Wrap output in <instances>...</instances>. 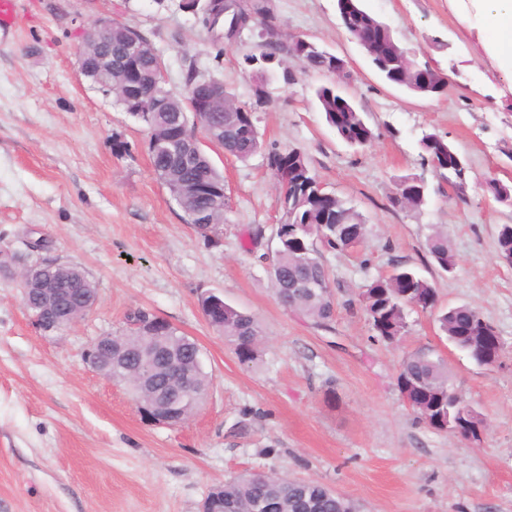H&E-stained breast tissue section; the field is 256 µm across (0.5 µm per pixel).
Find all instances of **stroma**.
I'll list each match as a JSON object with an SVG mask.
<instances>
[{
    "label": "stroma",
    "instance_id": "stroma-1",
    "mask_svg": "<svg viewBox=\"0 0 512 512\" xmlns=\"http://www.w3.org/2000/svg\"><path fill=\"white\" fill-rule=\"evenodd\" d=\"M16 2L17 27L0 37V250L81 266L98 302L46 336L16 280L0 276V512H201L211 486L245 472L322 484L353 512H512V267L497 253L512 209L486 190L491 179L512 185V75L486 52L476 13L458 0H362L418 63L447 75L446 94L426 98L383 81L341 27L336 0H265L285 35L346 60L345 92L375 132L359 149L339 140L317 106L323 76L299 71L274 80L254 112L266 147L303 149L367 224L362 246L322 252L335 313L320 327L273 294L265 257L285 217L265 154L242 162L207 147L224 175V222L203 236L154 173L141 123L79 69L84 30L108 18L146 35L173 94L192 67L253 104L244 58L259 52V28L219 53L180 0ZM428 131L467 163L465 197L436 178L419 146ZM116 138L128 153H113ZM410 174L426 180V203L395 208L389 199ZM437 232L455 256L449 274L426 252ZM39 237L46 250L28 251ZM399 263L433 284L440 305L474 306L493 323L497 363L475 364L418 308L398 341H372L359 294ZM208 292L263 327L255 364H241L205 321L198 299ZM140 312L201 350L211 391L188 423L143 421L84 360L91 342L128 333ZM415 352L447 363L453 391L486 422L480 441L417 418L397 387Z\"/></svg>",
    "mask_w": 512,
    "mask_h": 512
}]
</instances>
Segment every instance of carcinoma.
<instances>
[{
  "label": "carcinoma",
  "mask_w": 512,
  "mask_h": 512,
  "mask_svg": "<svg viewBox=\"0 0 512 512\" xmlns=\"http://www.w3.org/2000/svg\"><path fill=\"white\" fill-rule=\"evenodd\" d=\"M184 9L198 16L202 26L212 34L217 55H222L221 40L224 38V6L214 9L206 4L198 7L194 0ZM243 26L257 23L263 26V43L259 55L248 60L262 66L282 64L283 57L293 58L306 73L330 75L331 59L315 48L308 52L299 50V43L286 40L271 16L264 0H244L238 9ZM378 17L358 5L344 26L352 38L360 37ZM134 38L150 46L148 39L130 26L118 28L112 33V48L118 49ZM112 96L115 103L128 109L130 80L126 73H112ZM448 87L446 74H433L430 90L422 97L445 94ZM315 95L326 124L347 145L363 148L375 133L363 113L352 109L348 99L336 93V83L321 85ZM239 102L230 89H224V102L218 111L210 114V126H218L223 133L215 137L224 142L228 154L246 161L262 148L257 126L249 122L245 113L238 111ZM184 97L167 98V110L150 113V119L137 112L131 116L142 122L147 131V149L154 171L169 189L199 233L207 234L224 221V204L214 189L224 186V176L216 169L210 157L198 150L195 126L185 122ZM421 146L430 160L438 163L439 179L454 185L468 184V167L448 168V158L455 154L445 137L436 132L421 139ZM268 165L274 176L288 184V191L281 196L285 221L277 232L276 267L270 279L276 299L284 307L325 326L334 313V300L319 291L306 288H289L293 280H318L330 284L329 273L323 263L320 247L344 248L338 237L336 224H342L356 238L365 239L367 229L362 216L346 203L335 197L322 199L317 196L319 179L314 173L307 154L299 148L272 149L267 153ZM408 177L399 180L397 193L391 205L400 209H419L426 202V191L406 185ZM498 254L512 253V224H502L497 235ZM429 256L437 266L452 272L455 258L448 248V238L443 234L431 237L427 242ZM42 280L47 283L61 282L73 290L68 304L80 303L76 290L96 287L85 270L78 266H46ZM360 303L373 332V338L386 344L399 339L406 327V308L415 305L423 310H438L440 330L450 339L456 338L463 350L476 363L483 365L489 358L484 336L491 322L469 305L437 309V296L433 285L414 269L396 266L387 275L379 276L364 286ZM212 328L224 335L235 350L239 361L250 364L257 359L263 340V329L249 314L224 305V311L216 313L210 322ZM167 347L175 362L182 366L188 380L194 385L193 395L185 407V414L194 413L205 400L211 382L208 374L195 363V349L177 334L168 332ZM141 335L133 331L129 335L113 337L115 356L112 374L131 382L142 374L144 362L136 357H122L120 353L141 347ZM401 394L412 399L411 407L431 428L442 431L448 418L455 417L459 408L449 399L452 390L448 384V366L444 360L433 359L426 354H413L405 358L398 376ZM210 495L224 498L234 506V512H349V505L336 493L317 483L290 481L286 478L261 473L241 474L224 484L213 487Z\"/></svg>",
  "instance_id": "obj_1"
}]
</instances>
